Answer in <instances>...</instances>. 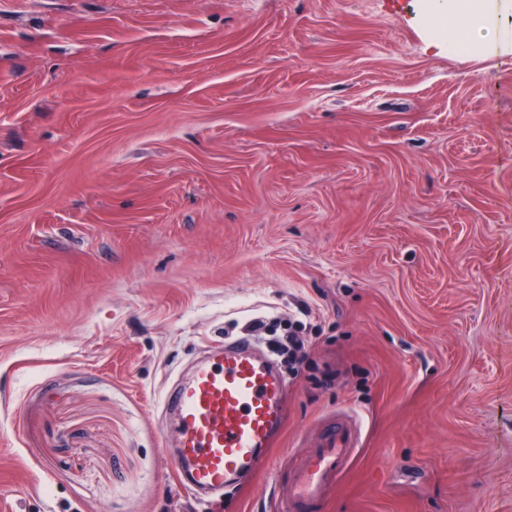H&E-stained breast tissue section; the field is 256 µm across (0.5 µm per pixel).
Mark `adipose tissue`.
Listing matches in <instances>:
<instances>
[{
	"label": "adipose tissue",
	"instance_id": "1",
	"mask_svg": "<svg viewBox=\"0 0 512 512\" xmlns=\"http://www.w3.org/2000/svg\"><path fill=\"white\" fill-rule=\"evenodd\" d=\"M448 13L452 18L449 39L488 46L505 35L498 11L490 0H448Z\"/></svg>",
	"mask_w": 512,
	"mask_h": 512
}]
</instances>
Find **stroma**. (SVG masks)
<instances>
[{"label": "stroma", "instance_id": "stroma-1", "mask_svg": "<svg viewBox=\"0 0 512 512\" xmlns=\"http://www.w3.org/2000/svg\"><path fill=\"white\" fill-rule=\"evenodd\" d=\"M438 0H0V512H216L156 406L255 318L326 512H512V38ZM309 317H301L300 308ZM448 40H465L473 45L488 46L503 39L497 8L489 0H448ZM361 424L353 414L323 429L318 443L301 456L291 481L278 495L285 512H322L338 478L360 448Z\"/></svg>", "mask_w": 512, "mask_h": 512}]
</instances>
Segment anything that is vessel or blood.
Instances as JSON below:
<instances>
[{
  "label": "vessel or blood",
  "mask_w": 512,
  "mask_h": 512,
  "mask_svg": "<svg viewBox=\"0 0 512 512\" xmlns=\"http://www.w3.org/2000/svg\"><path fill=\"white\" fill-rule=\"evenodd\" d=\"M286 390L285 377L249 338L220 348L166 389L161 404L172 415L179 485L203 501L258 474L283 431ZM360 443L355 415L323 429L278 491L284 512H321Z\"/></svg>",
  "instance_id": "vessel-or-blood-1"
}]
</instances>
